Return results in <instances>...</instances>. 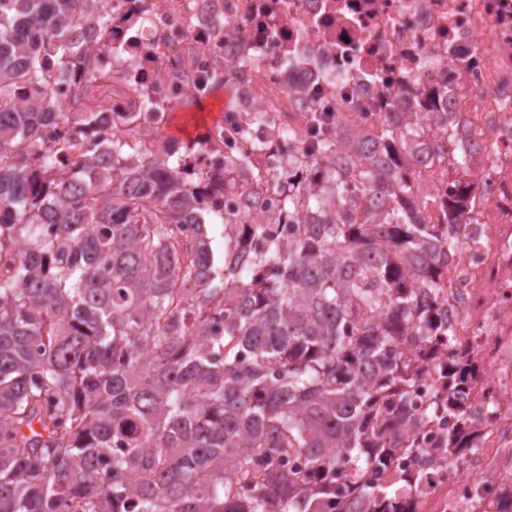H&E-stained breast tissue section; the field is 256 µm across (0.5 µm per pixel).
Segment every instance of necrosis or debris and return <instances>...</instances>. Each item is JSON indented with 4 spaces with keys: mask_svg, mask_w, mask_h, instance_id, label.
I'll return each instance as SVG.
<instances>
[{
    "mask_svg": "<svg viewBox=\"0 0 512 512\" xmlns=\"http://www.w3.org/2000/svg\"><path fill=\"white\" fill-rule=\"evenodd\" d=\"M111 50L102 112H139L159 128L166 107L202 93L213 73L269 113L267 133L305 127L296 92L309 90L339 128L368 133L386 108L454 112L487 161L469 210L479 222L457 236L448 268V328L481 369L468 394L478 423L476 452L462 469L443 464L423 476L421 512H500L512 494V0H112ZM185 80L176 82L174 72ZM164 106L133 103L136 87ZM434 219L448 195V173L416 158ZM271 178L230 180L199 192L198 209L266 203Z\"/></svg>",
    "mask_w": 512,
    "mask_h": 512,
    "instance_id": "4bbe7bcc",
    "label": "necrosis or debris"
}]
</instances>
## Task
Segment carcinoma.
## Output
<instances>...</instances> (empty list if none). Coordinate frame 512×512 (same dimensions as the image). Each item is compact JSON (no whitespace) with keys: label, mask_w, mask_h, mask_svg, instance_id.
<instances>
[{"label":"carcinoma","mask_w":512,"mask_h":512,"mask_svg":"<svg viewBox=\"0 0 512 512\" xmlns=\"http://www.w3.org/2000/svg\"><path fill=\"white\" fill-rule=\"evenodd\" d=\"M111 29L112 0H0V512H419L424 467L459 468L476 447L467 395L481 371L453 352L439 293L480 179L428 224L412 173L424 127L384 113L383 159L310 106L312 148L285 154L262 137L268 114L247 112L251 152L224 172L257 176L251 153L264 156L288 242L228 206L209 223L192 214L205 177L188 164L208 142L176 139L163 165L132 166L140 143L116 131L99 161L100 89L85 75ZM62 76L67 113L51 109ZM24 86L37 101L19 112ZM70 112L81 144L39 152ZM436 123L432 150L467 173L472 146ZM400 457L415 470L391 473Z\"/></svg>","instance_id":"obj_1"}]
</instances>
